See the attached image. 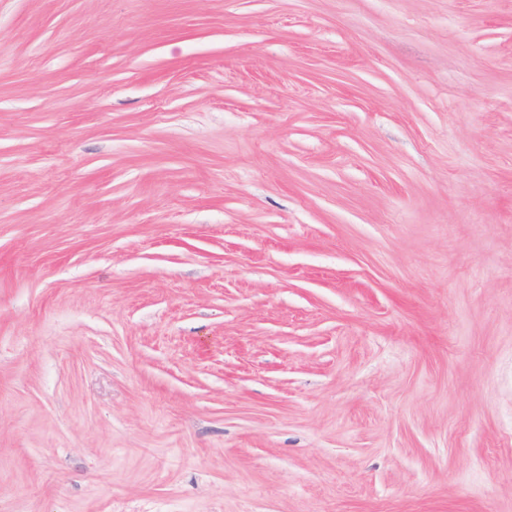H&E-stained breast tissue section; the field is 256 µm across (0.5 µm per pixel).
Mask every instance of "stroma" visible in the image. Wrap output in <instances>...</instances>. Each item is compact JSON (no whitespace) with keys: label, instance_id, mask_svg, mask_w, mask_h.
I'll use <instances>...</instances> for the list:
<instances>
[{"label":"stroma","instance_id":"1","mask_svg":"<svg viewBox=\"0 0 512 512\" xmlns=\"http://www.w3.org/2000/svg\"><path fill=\"white\" fill-rule=\"evenodd\" d=\"M0 512H512V0H0Z\"/></svg>","mask_w":512,"mask_h":512}]
</instances>
